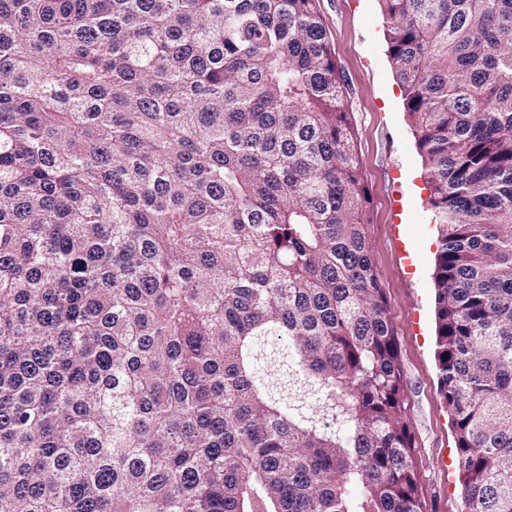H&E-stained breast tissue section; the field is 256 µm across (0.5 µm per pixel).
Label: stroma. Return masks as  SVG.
<instances>
[{"label":"stroma","instance_id":"obj_1","mask_svg":"<svg viewBox=\"0 0 512 512\" xmlns=\"http://www.w3.org/2000/svg\"><path fill=\"white\" fill-rule=\"evenodd\" d=\"M349 101L371 203V255L389 305L427 512H468L453 419L438 383L430 190L388 56L380 0H316Z\"/></svg>","mask_w":512,"mask_h":512}]
</instances>
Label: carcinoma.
<instances>
[{"instance_id":"obj_1","label":"carcinoma","mask_w":512,"mask_h":512,"mask_svg":"<svg viewBox=\"0 0 512 512\" xmlns=\"http://www.w3.org/2000/svg\"><path fill=\"white\" fill-rule=\"evenodd\" d=\"M316 0H0V512H425ZM469 512H512V0H381Z\"/></svg>"}]
</instances>
